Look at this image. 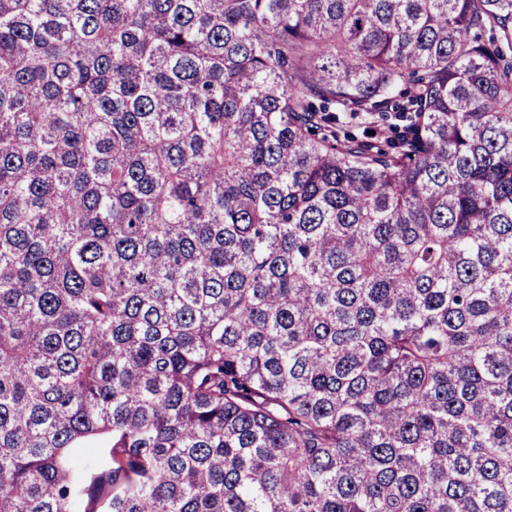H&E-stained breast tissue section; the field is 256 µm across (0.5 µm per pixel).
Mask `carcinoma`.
<instances>
[{
  "mask_svg": "<svg viewBox=\"0 0 512 512\" xmlns=\"http://www.w3.org/2000/svg\"><path fill=\"white\" fill-rule=\"evenodd\" d=\"M0 512H512V0H0Z\"/></svg>",
  "mask_w": 512,
  "mask_h": 512,
  "instance_id": "carcinoma-1",
  "label": "carcinoma"
}]
</instances>
